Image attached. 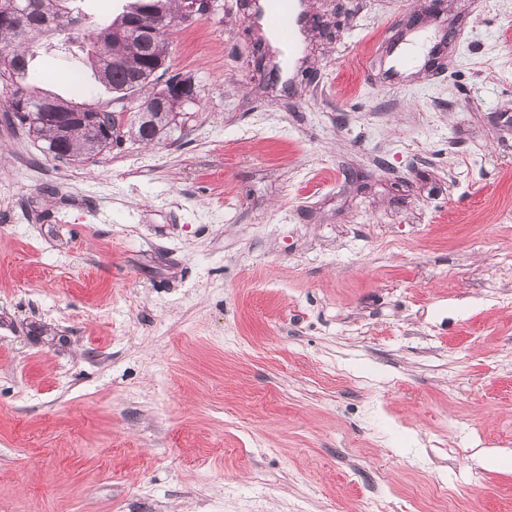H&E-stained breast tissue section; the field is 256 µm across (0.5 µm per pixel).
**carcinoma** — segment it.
<instances>
[{
  "instance_id": "1",
  "label": "carcinoma",
  "mask_w": 512,
  "mask_h": 512,
  "mask_svg": "<svg viewBox=\"0 0 512 512\" xmlns=\"http://www.w3.org/2000/svg\"><path fill=\"white\" fill-rule=\"evenodd\" d=\"M73 2L37 0L40 19L20 16L13 23L0 24V101L6 103L21 95L27 101L48 100L53 104V114L26 125L6 107V123L44 142L53 156L79 162L110 152L127 141L155 144L184 128L189 104L179 97L164 101L152 112L134 115L124 126L112 119V133L99 138L90 137L78 118L62 121V116L77 109L85 117L101 112L113 114L119 110L116 101L127 96L149 99L159 80L152 65L165 64L170 54V34L184 24L183 0H125L112 19L94 22L86 18L83 29L71 31L65 18L74 12ZM153 12L167 17V23L153 37L144 39L133 26V19ZM78 51L83 54L82 63L112 97L72 102L39 90L38 84L49 79L51 73L35 70V58L48 55L68 59L76 57Z\"/></svg>"
}]
</instances>
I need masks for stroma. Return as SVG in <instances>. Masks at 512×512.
<instances>
[{
	"label": "stroma",
	"instance_id": "obj_1",
	"mask_svg": "<svg viewBox=\"0 0 512 512\" xmlns=\"http://www.w3.org/2000/svg\"><path fill=\"white\" fill-rule=\"evenodd\" d=\"M249 3L173 33L178 137L0 122V512H512V0H297L286 89Z\"/></svg>",
	"mask_w": 512,
	"mask_h": 512
}]
</instances>
